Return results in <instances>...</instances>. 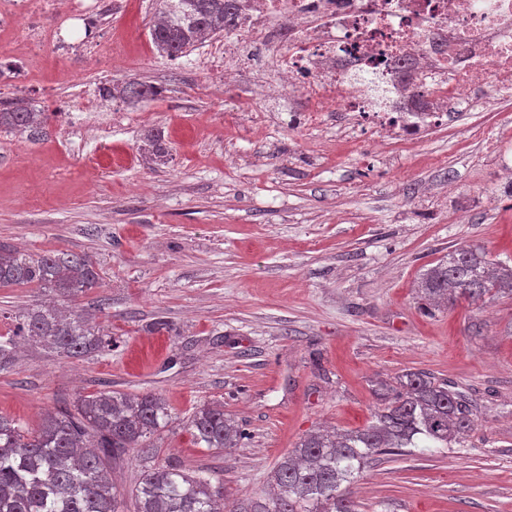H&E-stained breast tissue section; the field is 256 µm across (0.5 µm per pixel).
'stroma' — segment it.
I'll use <instances>...</instances> for the list:
<instances>
[{"label":"stroma","instance_id":"stroma-1","mask_svg":"<svg viewBox=\"0 0 512 512\" xmlns=\"http://www.w3.org/2000/svg\"><path fill=\"white\" fill-rule=\"evenodd\" d=\"M158 0H118L91 30L65 31L18 93L47 120L39 140L0 131V242L88 256L100 287L69 306L112 338L109 354L67 358L17 334L53 301L0 288V414L36 426L82 394L154 392L174 420L155 461L215 470L230 512L263 497L300 437L367 426L372 386L421 370L465 392L463 448L373 457L345 486L357 512H512V297L427 310L417 282L457 247L512 264V157L504 112H463L414 145L392 147L336 123L299 126L256 96L248 73L214 85L205 49L170 60L150 38ZM162 87L137 105L100 89ZM169 149L144 157L149 130ZM100 166L97 178L85 171ZM165 320L168 327L153 330ZM223 404L238 447L199 448L188 423Z\"/></svg>","mask_w":512,"mask_h":512}]
</instances>
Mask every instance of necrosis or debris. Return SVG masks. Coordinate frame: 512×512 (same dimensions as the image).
I'll return each mask as SVG.
<instances>
[{
	"label": "necrosis or debris",
	"mask_w": 512,
	"mask_h": 512,
	"mask_svg": "<svg viewBox=\"0 0 512 512\" xmlns=\"http://www.w3.org/2000/svg\"><path fill=\"white\" fill-rule=\"evenodd\" d=\"M237 16L213 55L219 77L238 58L274 60L280 101L304 95L300 118L328 114L392 143L413 142L469 110L477 92L512 88V0H236ZM87 21L82 0H0V21L24 20L37 49L62 53L47 12Z\"/></svg>",
	"instance_id": "1"
}]
</instances>
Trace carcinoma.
<instances>
[{"label": "carcinoma", "instance_id": "carcinoma-1", "mask_svg": "<svg viewBox=\"0 0 512 512\" xmlns=\"http://www.w3.org/2000/svg\"><path fill=\"white\" fill-rule=\"evenodd\" d=\"M160 15L150 28L157 53L176 59L224 32L235 0H160ZM153 100L160 90L128 81L106 86L102 95ZM46 116L21 101L0 98V130L31 140L43 133ZM146 159L165 163L168 148L159 133L146 136ZM102 277L83 255L57 251L23 253L0 244V286L35 285L73 299L100 285ZM417 288L428 307L458 299L512 296V266L492 263L479 248L460 246L421 274ZM20 335L45 342L66 357L112 350L102 330L80 315H64L40 305L19 315ZM378 406L371 423L358 430L319 429L300 439L270 475L271 498L252 503L250 512H355L341 490L354 481L375 455H398L464 447L473 425L469 398L448 382L422 371H408L375 385ZM172 423L158 394L99 390L43 414L37 428L0 415V512H125V498L112 479L113 464L128 452L142 462L131 491L135 512H224V479L203 476L179 464H153L152 440ZM188 428L201 448L238 446V424L224 405L198 409Z\"/></svg>", "mask_w": 512, "mask_h": 512}]
</instances>
